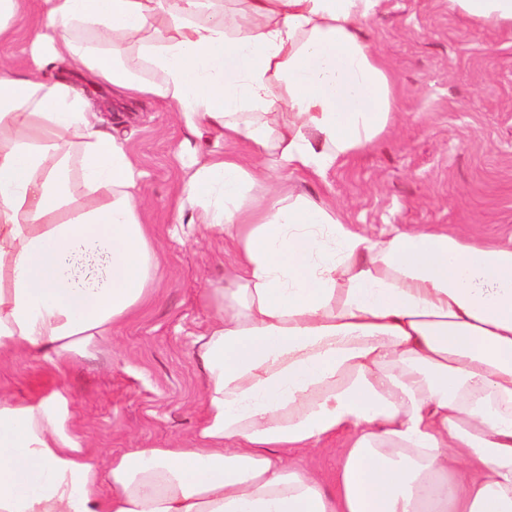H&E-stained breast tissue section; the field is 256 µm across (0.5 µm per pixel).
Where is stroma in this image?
<instances>
[{
  "instance_id": "35a3bbf8",
  "label": "stroma",
  "mask_w": 512,
  "mask_h": 512,
  "mask_svg": "<svg viewBox=\"0 0 512 512\" xmlns=\"http://www.w3.org/2000/svg\"><path fill=\"white\" fill-rule=\"evenodd\" d=\"M19 2L0 63L85 87L86 76L59 61L35 69L29 43L41 0ZM363 37L395 76L393 126L325 177L294 173L290 182L370 236L388 224H445L511 243L512 29L478 28L448 0H379ZM91 102L144 173L160 270L135 314L64 367L1 352L0 397L49 403L66 434L106 459L187 445L201 420L205 376L194 341L212 316L203 295L223 287L230 258L221 235H174L175 191L193 151L246 156L250 147L209 130L186 139L175 106L155 97L118 99L102 88Z\"/></svg>"
}]
</instances>
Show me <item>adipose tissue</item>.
<instances>
[{"instance_id":"ef3b65f1","label":"adipose tissue","mask_w":512,"mask_h":512,"mask_svg":"<svg viewBox=\"0 0 512 512\" xmlns=\"http://www.w3.org/2000/svg\"><path fill=\"white\" fill-rule=\"evenodd\" d=\"M42 2L33 54L254 154L194 156L177 193L176 231L223 234L235 257L196 340L192 445L99 464L48 408L0 398V512H512V247L373 238L268 181L325 176L393 125V76L359 35L378 0ZM448 6L512 27V0ZM102 123L66 80L0 65L1 351L65 362L158 270L142 172ZM339 433L332 475L281 455Z\"/></svg>"}]
</instances>
